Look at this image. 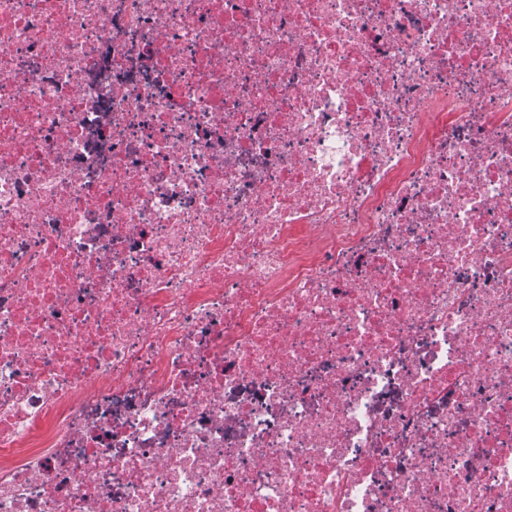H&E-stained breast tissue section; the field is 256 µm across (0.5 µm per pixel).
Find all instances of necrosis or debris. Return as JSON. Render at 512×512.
<instances>
[{
  "label": "necrosis or debris",
  "mask_w": 512,
  "mask_h": 512,
  "mask_svg": "<svg viewBox=\"0 0 512 512\" xmlns=\"http://www.w3.org/2000/svg\"><path fill=\"white\" fill-rule=\"evenodd\" d=\"M0 512H512V0H0Z\"/></svg>",
  "instance_id": "obj_1"
}]
</instances>
